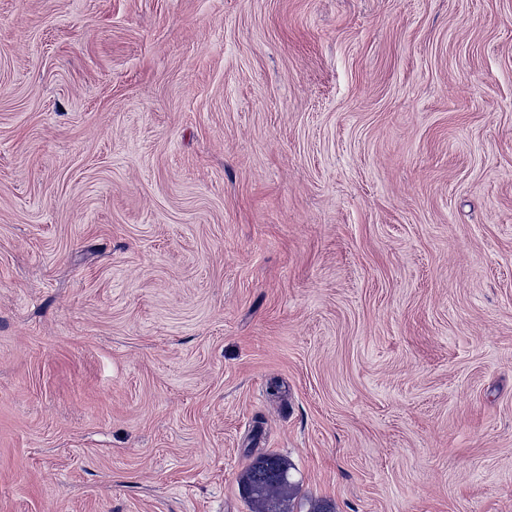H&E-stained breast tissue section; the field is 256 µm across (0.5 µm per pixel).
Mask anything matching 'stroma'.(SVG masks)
Wrapping results in <instances>:
<instances>
[{"instance_id":"35a3bbf8","label":"stroma","mask_w":512,"mask_h":512,"mask_svg":"<svg viewBox=\"0 0 512 512\" xmlns=\"http://www.w3.org/2000/svg\"><path fill=\"white\" fill-rule=\"evenodd\" d=\"M512 512V0H0V512ZM287 458L267 453L254 458L239 477L243 498L251 512H294L300 482Z\"/></svg>"}]
</instances>
